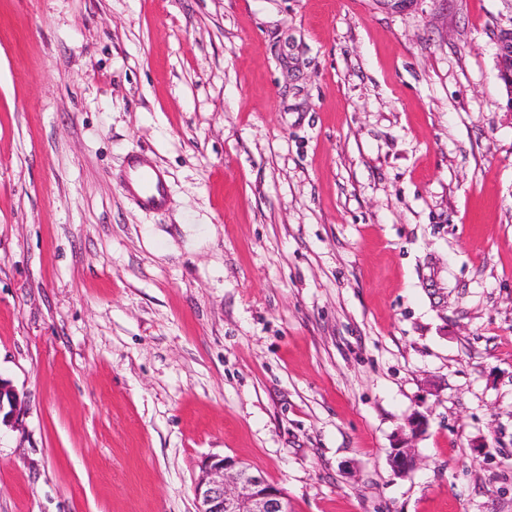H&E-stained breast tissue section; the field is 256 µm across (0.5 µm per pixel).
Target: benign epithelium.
I'll return each mask as SVG.
<instances>
[{"label":"benign epithelium","mask_w":512,"mask_h":512,"mask_svg":"<svg viewBox=\"0 0 512 512\" xmlns=\"http://www.w3.org/2000/svg\"><path fill=\"white\" fill-rule=\"evenodd\" d=\"M497 61L500 74L512 82V33L497 36ZM22 402L12 383L0 377V425H13ZM424 415L415 413L408 421L410 436L392 448L389 463L394 473L414 472L419 458L410 439L427 429ZM196 512H293L286 493L260 473L253 472L234 458L213 456L202 465L194 486Z\"/></svg>","instance_id":"benign-epithelium-1"}]
</instances>
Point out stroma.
I'll list each match as a JSON object with an SVG mask.
<instances>
[{"instance_id": "1", "label": "stroma", "mask_w": 512, "mask_h": 512, "mask_svg": "<svg viewBox=\"0 0 512 512\" xmlns=\"http://www.w3.org/2000/svg\"><path fill=\"white\" fill-rule=\"evenodd\" d=\"M511 16L0 0V512H512ZM497 61L500 74L508 77V85L512 82V32L509 35L497 36ZM125 189L146 209L160 208L168 200L167 185L160 171L144 164L138 157L128 161ZM22 402L12 383L0 377V428L12 426L21 411ZM428 423L424 415L414 413L408 421L410 438L402 439L401 443L391 448L389 463L395 474L406 476L414 472L419 465V458L416 450L409 441L419 436L427 429ZM196 512H293L286 493L234 458L213 456L194 486Z\"/></svg>"}]
</instances>
